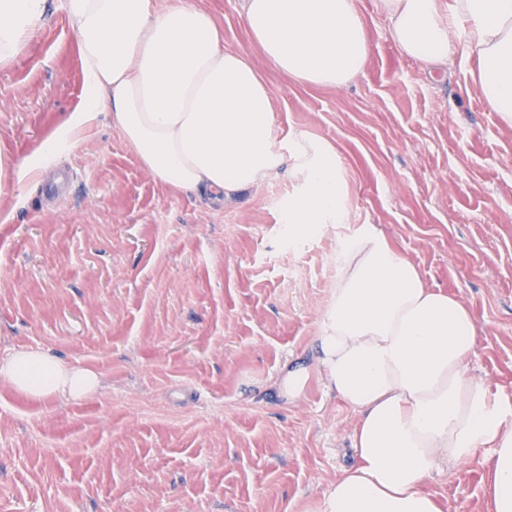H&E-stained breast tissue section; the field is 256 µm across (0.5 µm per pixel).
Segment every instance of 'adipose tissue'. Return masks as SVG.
Instances as JSON below:
<instances>
[{
  "instance_id": "1",
  "label": "adipose tissue",
  "mask_w": 512,
  "mask_h": 512,
  "mask_svg": "<svg viewBox=\"0 0 512 512\" xmlns=\"http://www.w3.org/2000/svg\"><path fill=\"white\" fill-rule=\"evenodd\" d=\"M45 0H0V68L26 53ZM407 57L447 68L475 57L490 111L512 126V0H374ZM259 53L296 84L338 88L363 70L370 45L358 0H242ZM85 76L80 105L33 155L0 161V177L38 175L47 153L73 145L108 110L155 179L176 192L232 202L287 171L297 233L350 223L351 189L334 144L282 130L251 56L224 45L215 14L194 0H65ZM471 311L428 287L377 229L341 243L330 303L314 339L325 385L357 413L354 464L319 512H444L424 490L437 470L487 451L492 512H512V405L471 378ZM103 375L34 349L0 362V386L42 402L95 395Z\"/></svg>"
}]
</instances>
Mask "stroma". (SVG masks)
Segmentation results:
<instances>
[{
    "instance_id": "35a3bbf8",
    "label": "stroma",
    "mask_w": 512,
    "mask_h": 512,
    "mask_svg": "<svg viewBox=\"0 0 512 512\" xmlns=\"http://www.w3.org/2000/svg\"><path fill=\"white\" fill-rule=\"evenodd\" d=\"M241 0H203L226 47L253 52ZM371 51L346 86L296 85L263 58L282 128L332 142L351 223L293 238L287 174L231 204L170 191L108 113L42 175L0 182V362L41 349L103 374L91 399L35 402L0 388V512H318L355 461V411L318 376L295 399L285 364L312 344L340 241L382 231L432 288L473 314L469 374L512 402V127L455 56L447 71L403 55L373 0ZM64 0H46L25 56L0 70V156L30 157L84 96ZM484 456L432 473L445 512H489Z\"/></svg>"
}]
</instances>
